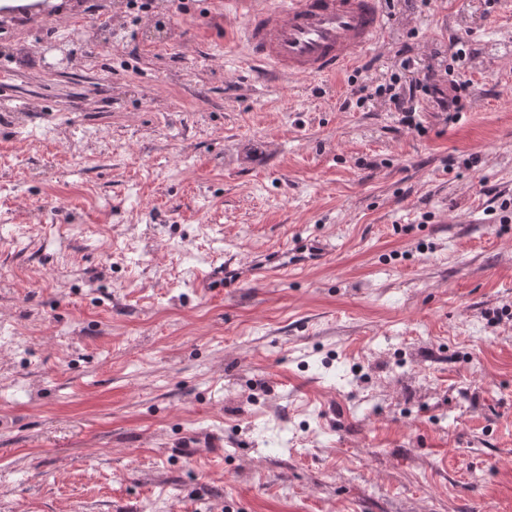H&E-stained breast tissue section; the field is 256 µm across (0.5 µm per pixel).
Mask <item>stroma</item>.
<instances>
[{"mask_svg": "<svg viewBox=\"0 0 512 512\" xmlns=\"http://www.w3.org/2000/svg\"><path fill=\"white\" fill-rule=\"evenodd\" d=\"M252 3L0 11V512H512V12L305 80ZM431 69L462 119L358 98Z\"/></svg>", "mask_w": 512, "mask_h": 512, "instance_id": "35a3bbf8", "label": "stroma"}]
</instances>
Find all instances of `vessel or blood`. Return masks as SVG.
Here are the masks:
<instances>
[{
    "label": "vessel or blood",
    "instance_id": "1",
    "mask_svg": "<svg viewBox=\"0 0 512 512\" xmlns=\"http://www.w3.org/2000/svg\"><path fill=\"white\" fill-rule=\"evenodd\" d=\"M242 28L257 67L305 79L349 66L386 34L378 0H265Z\"/></svg>",
    "mask_w": 512,
    "mask_h": 512
}]
</instances>
